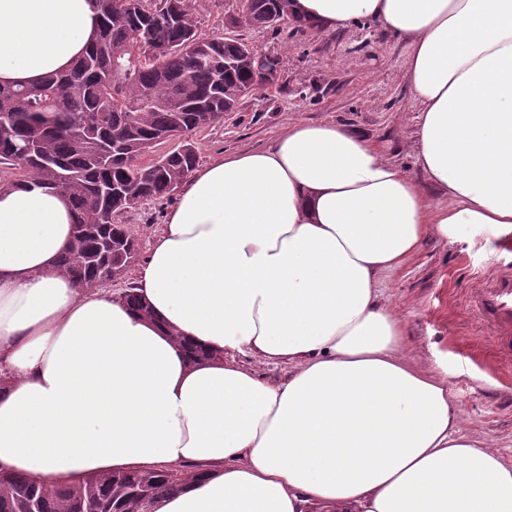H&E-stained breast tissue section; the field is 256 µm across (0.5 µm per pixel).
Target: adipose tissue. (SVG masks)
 Returning <instances> with one entry per match:
<instances>
[{
    "mask_svg": "<svg viewBox=\"0 0 512 512\" xmlns=\"http://www.w3.org/2000/svg\"><path fill=\"white\" fill-rule=\"evenodd\" d=\"M290 9L404 43L417 163L445 203L355 130L294 122L183 181L139 271L140 315L60 269L62 195L0 187V472L57 486L192 466L155 512H512V464L463 433L383 297L429 238H512V0ZM97 29L93 0H0V82L66 70ZM189 345L219 357L190 362ZM238 362L254 369L259 375H262L268 380L282 379L287 375L288 366L284 364H275L272 362H264L249 354L235 356Z\"/></svg>",
    "mask_w": 512,
    "mask_h": 512,
    "instance_id": "1",
    "label": "adipose tissue"
}]
</instances>
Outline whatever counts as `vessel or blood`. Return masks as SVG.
<instances>
[{
  "mask_svg": "<svg viewBox=\"0 0 512 512\" xmlns=\"http://www.w3.org/2000/svg\"><path fill=\"white\" fill-rule=\"evenodd\" d=\"M468 308L494 336L499 351L512 360V273L488 277L470 297Z\"/></svg>",
  "mask_w": 512,
  "mask_h": 512,
  "instance_id": "vessel-or-blood-1",
  "label": "vessel or blood"
}]
</instances>
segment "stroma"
<instances>
[{"label": "stroma", "mask_w": 512, "mask_h": 512, "mask_svg": "<svg viewBox=\"0 0 512 512\" xmlns=\"http://www.w3.org/2000/svg\"><path fill=\"white\" fill-rule=\"evenodd\" d=\"M201 33L235 37L279 56L280 77L256 90L223 120L193 132L199 164L271 143L288 123L334 122L355 129L414 179L415 108L403 79L402 42L369 23L348 31L226 28L234 0H190ZM176 196L155 199L123 221L148 257L156 231ZM512 271V245L486 229L461 227L454 242L428 239L390 273L384 294L403 315L417 361L448 381L466 434L493 443L512 462V367L469 315L468 298L492 274Z\"/></svg>", "instance_id": "obj_1"}]
</instances>
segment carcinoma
<instances>
[{
	"label": "carcinoma",
	"mask_w": 512,
	"mask_h": 512,
	"mask_svg": "<svg viewBox=\"0 0 512 512\" xmlns=\"http://www.w3.org/2000/svg\"><path fill=\"white\" fill-rule=\"evenodd\" d=\"M99 34L67 71L36 85L0 84V172L69 201L73 240L60 268L90 286L131 267L139 243L122 216L171 195L195 168L194 142L161 164L142 159L165 135L187 136L223 118L257 86L247 45L203 35L188 0H95ZM282 0H249L234 23L282 18ZM128 282L121 296L148 308ZM184 479L173 470L113 472L45 487L0 480V512H145Z\"/></svg>",
	"instance_id": "obj_1"
}]
</instances>
